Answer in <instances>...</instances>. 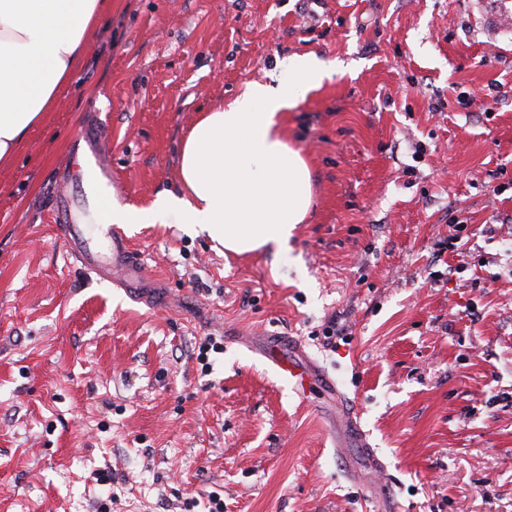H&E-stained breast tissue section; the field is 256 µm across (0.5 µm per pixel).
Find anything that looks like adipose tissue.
I'll use <instances>...</instances> for the list:
<instances>
[{"label": "adipose tissue", "instance_id": "ef3b65f1", "mask_svg": "<svg viewBox=\"0 0 512 512\" xmlns=\"http://www.w3.org/2000/svg\"><path fill=\"white\" fill-rule=\"evenodd\" d=\"M104 0H0V164L57 104L97 25ZM294 78L247 84L232 102L202 114L180 155V189L146 211L115 207L114 224L166 223L181 216L226 253L281 252L312 207L309 166L288 145L286 111L327 78L304 57Z\"/></svg>", "mask_w": 512, "mask_h": 512}]
</instances>
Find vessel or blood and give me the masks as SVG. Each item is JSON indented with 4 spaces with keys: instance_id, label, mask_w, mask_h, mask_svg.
Listing matches in <instances>:
<instances>
[{
    "instance_id": "1",
    "label": "vessel or blood",
    "mask_w": 512,
    "mask_h": 512,
    "mask_svg": "<svg viewBox=\"0 0 512 512\" xmlns=\"http://www.w3.org/2000/svg\"><path fill=\"white\" fill-rule=\"evenodd\" d=\"M78 176L92 189L91 203L99 212H106L112 204V170L109 165L96 153L85 154ZM56 216L70 255L85 270L94 273L98 279L123 288L132 300L152 305L163 303L159 284L145 274L142 257L131 249L119 225L105 224L96 231L79 223L72 209V200L66 193L58 198ZM265 344L266 359L293 380L299 393L310 389L335 392V381L320 371L307 358L301 345L290 337L273 333L267 336Z\"/></svg>"
}]
</instances>
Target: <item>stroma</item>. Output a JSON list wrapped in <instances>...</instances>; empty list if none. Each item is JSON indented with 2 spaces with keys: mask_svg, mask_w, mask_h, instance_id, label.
Masks as SVG:
<instances>
[{
  "mask_svg": "<svg viewBox=\"0 0 512 512\" xmlns=\"http://www.w3.org/2000/svg\"><path fill=\"white\" fill-rule=\"evenodd\" d=\"M512 0H106L57 105L0 166V512H512ZM313 203L281 255L179 217L124 231L155 307L69 256L76 127L112 199L179 189L192 123L294 58ZM341 332L328 345L323 331ZM336 383L299 398L259 351ZM220 352L198 358L205 337ZM353 412L363 439L336 440ZM265 344L266 359L293 380L300 395L305 396L309 388L330 392L336 397L335 381L307 358L300 344L277 333L268 334Z\"/></svg>",
  "mask_w": 512,
  "mask_h": 512,
  "instance_id": "1",
  "label": "stroma"
}]
</instances>
